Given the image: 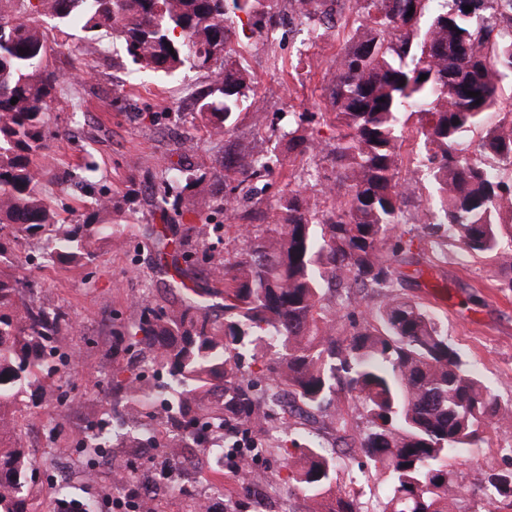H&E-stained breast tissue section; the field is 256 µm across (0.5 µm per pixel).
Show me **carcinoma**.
<instances>
[{
	"label": "carcinoma",
	"instance_id": "1",
	"mask_svg": "<svg viewBox=\"0 0 512 512\" xmlns=\"http://www.w3.org/2000/svg\"><path fill=\"white\" fill-rule=\"evenodd\" d=\"M324 2L288 0L300 23L321 38L357 23L336 58L320 113L336 128L327 153L336 177L320 200L293 186L294 173L277 156L237 135L244 106L255 126L267 121L253 75L233 47L243 15L252 33L275 29L259 12L261 0H0L6 22L0 26V259L20 239L41 237L46 261L76 267L91 260L95 240L124 233L122 223L89 217L61 224L40 192L34 158L56 136L52 104L64 78L55 66L61 44L53 31L77 19L89 33L76 46L84 56L101 52L107 36L146 71L205 72L208 91L194 99L190 114L224 140V162L219 169L180 170L181 191L162 182L154 206L204 204L182 193L208 181L220 194L218 208L247 228L259 220L267 228L248 232L234 261L213 268L211 287L190 277L198 261L190 234L146 228L179 303L139 300L138 320L112 327L115 343L154 354L151 363L168 370L176 385L166 408L177 431L172 446L185 438L198 442L212 426L241 431L260 424L278 415L285 399L308 417L342 393L366 414L370 428L356 448L388 473L391 493L378 507H365L337 482L336 457L319 443L293 439L290 485L311 512H448L454 491L448 457L483 440L512 409L421 303L390 293L371 321L347 314L352 331L340 336L323 301L327 288L349 294L394 287L400 277L394 263L414 242L442 238L501 258L507 274L498 288L512 292V256L501 248L503 211L512 210V174L505 173L512 167V121L488 123L505 107L512 112V97L504 98V80L512 75V0H345L347 15L323 10ZM408 113L418 116L415 173L430 185L431 216L405 210L411 183L400 176V149ZM282 136L290 153L323 152L298 127ZM275 169L285 186L264 207L251 199L252 183ZM96 212L122 215L117 194L99 196ZM401 224H420L422 232L406 240ZM39 292L37 280L0 271V512H29L27 477L35 460L17 442L16 408L28 392L49 395L46 359L72 328L69 313ZM215 307L219 319L211 314ZM267 341L275 351L262 373H244L245 361L257 362ZM122 372L113 373L112 386L126 392L123 414L139 422L152 415L145 403L150 381ZM478 490L512 505V466L485 474Z\"/></svg>",
	"mask_w": 512,
	"mask_h": 512
}]
</instances>
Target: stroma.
<instances>
[{
	"label": "stroma",
	"mask_w": 512,
	"mask_h": 512,
	"mask_svg": "<svg viewBox=\"0 0 512 512\" xmlns=\"http://www.w3.org/2000/svg\"><path fill=\"white\" fill-rule=\"evenodd\" d=\"M58 40L63 45L58 67L79 78L66 82L53 104L52 123L59 135L39 162L40 188L70 220L84 218L99 193L107 190L131 193L134 213L131 232L97 242L86 265L51 266L37 258L25 266V276L39 280L43 295L69 313L74 329L68 347L78 356L75 365L52 377L59 388L58 404L40 402L21 412L20 441L38 462L28 501L31 512H56L50 469L57 449L75 447L88 417L112 421L122 416L124 398L112 388V373L119 367L139 372L142 360L136 352L116 348L113 324L133 323L142 296L159 306L178 302V294L156 267L152 243L142 235L141 225L165 224L181 232L207 221L222 225L220 237L206 239V253L196 269L201 280L210 266L232 259L243 244L239 220L232 213L163 212L152 204L167 166L178 159L182 137L191 136L197 143L195 167L220 164L223 143L188 112L193 96L208 84L204 73L192 70L165 78L130 64L121 43L106 44L102 54L90 58L74 52L73 38L62 34ZM241 45L255 91L279 127H287L295 113L324 111L325 77L341 42L312 38L296 26L287 36L256 35L242 39ZM500 264L496 256L466 253L453 241L425 243L399 264L403 277L397 291L436 316L449 341L499 401L512 407V292L498 289ZM328 423L324 412L311 423L277 426L270 439L257 432L265 448L260 466L266 476L265 512H308L303 497L288 489L282 449L299 436L332 446L335 433ZM338 463L341 483H355L367 505L383 501L389 486L384 470L359 468L351 455L339 457ZM511 465L512 420L500 421L487 429L483 441L449 458L455 481L450 512H512L476 490L483 474ZM208 491L207 483L176 475L157 498L161 505H174L175 512H194Z\"/></svg>",
	"instance_id": "stroma-1"
}]
</instances>
